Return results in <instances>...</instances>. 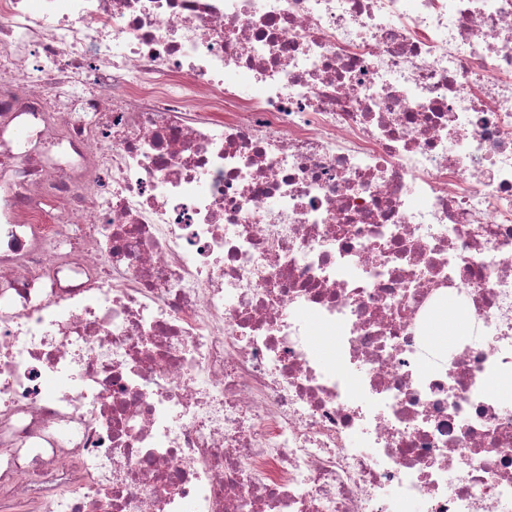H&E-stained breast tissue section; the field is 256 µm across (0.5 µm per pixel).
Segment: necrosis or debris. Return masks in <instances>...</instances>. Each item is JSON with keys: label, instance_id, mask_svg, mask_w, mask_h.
<instances>
[{"label": "necrosis or debris", "instance_id": "obj_1", "mask_svg": "<svg viewBox=\"0 0 512 512\" xmlns=\"http://www.w3.org/2000/svg\"><path fill=\"white\" fill-rule=\"evenodd\" d=\"M503 375L512 0H0V512H512ZM448 316H450L451 328H460L467 324V314L464 310L452 309L449 314L448 309L438 312L432 328V335L435 343L441 346L448 344Z\"/></svg>", "mask_w": 512, "mask_h": 512}]
</instances>
